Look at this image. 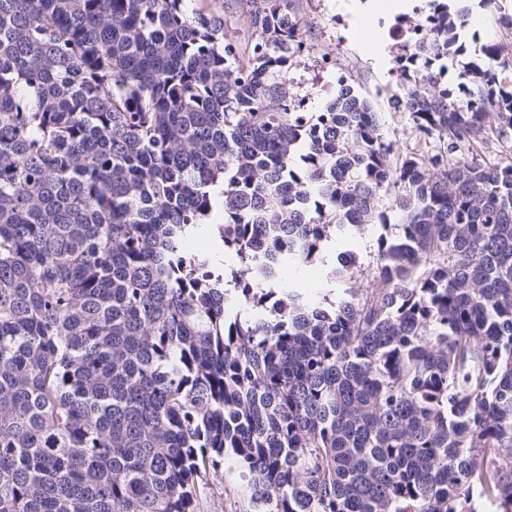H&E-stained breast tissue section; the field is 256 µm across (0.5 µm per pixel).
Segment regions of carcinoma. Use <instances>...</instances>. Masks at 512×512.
Here are the masks:
<instances>
[{
	"label": "carcinoma",
	"instance_id": "1",
	"mask_svg": "<svg viewBox=\"0 0 512 512\" xmlns=\"http://www.w3.org/2000/svg\"><path fill=\"white\" fill-rule=\"evenodd\" d=\"M194 2L0 0V512H197L226 462L246 512H512V78L450 94L439 12L396 164L350 86L290 109L292 0L242 44ZM217 207L224 268L179 251ZM376 220L368 288L277 273Z\"/></svg>",
	"mask_w": 512,
	"mask_h": 512
}]
</instances>
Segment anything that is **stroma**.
<instances>
[{
  "instance_id": "1",
  "label": "stroma",
  "mask_w": 512,
  "mask_h": 512,
  "mask_svg": "<svg viewBox=\"0 0 512 512\" xmlns=\"http://www.w3.org/2000/svg\"><path fill=\"white\" fill-rule=\"evenodd\" d=\"M352 0H297L295 7L303 35L313 45L310 54L302 56L288 70L291 93L305 101L308 111H322L336 94V77L324 71L320 59L324 54L338 55L345 68L347 81L354 90L367 97L379 116L386 137L400 145H413L411 121L400 105L405 91L392 74L395 54L390 42L369 40V33H385L387 25L411 16L412 0H395L397 7L381 15H370L355 22L349 9ZM512 14V0H497L494 8L474 7L469 15L468 33L479 34L483 42L503 41L499 24L501 14ZM382 229L377 224H364L336 234L327 244L326 263H299L289 266V280L300 283L307 298L322 300L327 294L343 296L345 287H364L363 276L350 283L333 281L328 264L337 259L355 266L372 264L377 239ZM240 479L236 472L225 471L223 481L207 486L199 500V512H243L244 503L238 492Z\"/></svg>"
}]
</instances>
